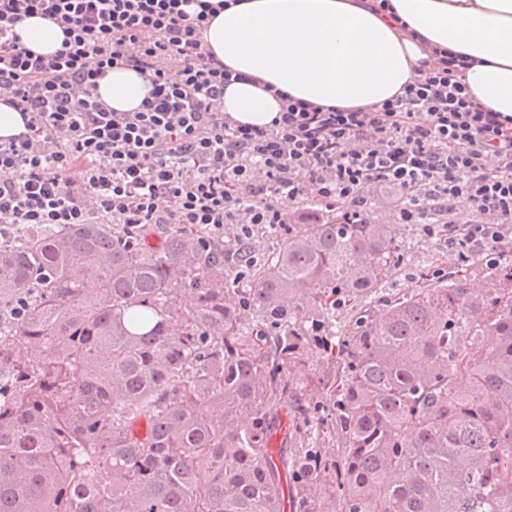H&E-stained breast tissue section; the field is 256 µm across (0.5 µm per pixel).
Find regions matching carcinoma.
<instances>
[{
	"label": "carcinoma",
	"instance_id": "cac0c4a2",
	"mask_svg": "<svg viewBox=\"0 0 512 512\" xmlns=\"http://www.w3.org/2000/svg\"><path fill=\"white\" fill-rule=\"evenodd\" d=\"M297 219L245 266L178 226L0 241V512H283L285 474L297 512H512V261L493 297L464 271L340 325L401 246L369 211ZM313 353L302 415L338 454L305 418L275 458L266 406L296 400L288 370Z\"/></svg>",
	"mask_w": 512,
	"mask_h": 512
}]
</instances>
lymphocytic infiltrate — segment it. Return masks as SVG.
I'll use <instances>...</instances> for the list:
<instances>
[{"mask_svg": "<svg viewBox=\"0 0 512 512\" xmlns=\"http://www.w3.org/2000/svg\"><path fill=\"white\" fill-rule=\"evenodd\" d=\"M197 4V13L186 7ZM213 0H0V101L25 130L0 139V236L66 224H179L236 241L286 228L280 199L359 219L368 192L399 195L397 219L421 225L460 260L512 253V116L485 109L441 55L381 106L325 107L283 96L271 126L224 113L237 76L207 48ZM40 15L63 30L54 54L15 27ZM148 74L133 112L97 93L107 69ZM495 158L487 169V158ZM463 206L471 224L436 222Z\"/></svg>", "mask_w": 512, "mask_h": 512, "instance_id": "obj_1", "label": "lymphocytic infiltrate"}]
</instances>
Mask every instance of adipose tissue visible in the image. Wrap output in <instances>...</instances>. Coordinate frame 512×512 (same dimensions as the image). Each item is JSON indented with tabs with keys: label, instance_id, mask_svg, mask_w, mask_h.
Here are the masks:
<instances>
[{
	"label": "adipose tissue",
	"instance_id": "1",
	"mask_svg": "<svg viewBox=\"0 0 512 512\" xmlns=\"http://www.w3.org/2000/svg\"><path fill=\"white\" fill-rule=\"evenodd\" d=\"M230 0L204 38L244 81L224 90V111L257 126L280 111L277 91L323 106L371 107L417 78L433 50L468 60L464 81L484 107L512 115V0ZM24 45L50 55L64 35L34 16L17 25ZM150 90L147 74L109 69L100 98L136 110Z\"/></svg>",
	"mask_w": 512,
	"mask_h": 512
}]
</instances>
